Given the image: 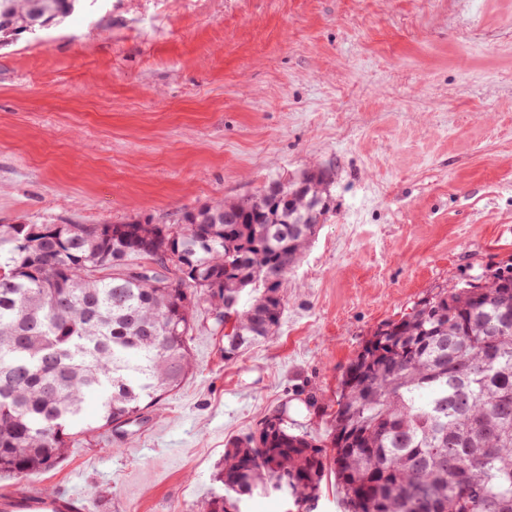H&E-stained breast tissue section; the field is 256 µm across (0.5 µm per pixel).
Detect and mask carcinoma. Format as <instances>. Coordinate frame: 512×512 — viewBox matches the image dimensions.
Here are the masks:
<instances>
[{
    "label": "carcinoma",
    "mask_w": 512,
    "mask_h": 512,
    "mask_svg": "<svg viewBox=\"0 0 512 512\" xmlns=\"http://www.w3.org/2000/svg\"><path fill=\"white\" fill-rule=\"evenodd\" d=\"M77 0H0V44L70 15ZM328 168L259 194L133 221L28 235L0 225V476L66 456L86 398L97 428L126 425L193 372L189 336L204 299L234 315L224 357L273 335L291 271L328 212ZM154 250L164 272L145 269ZM179 264L166 266L164 256ZM376 330L349 365L331 420L348 512H512V274L429 291ZM322 445L280 416L225 448L224 494L200 512H238L255 491L296 508L320 496Z\"/></svg>",
    "instance_id": "cac0c4a2"
}]
</instances>
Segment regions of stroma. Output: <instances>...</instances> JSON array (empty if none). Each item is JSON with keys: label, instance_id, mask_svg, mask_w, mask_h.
I'll list each match as a JSON object with an SVG mask.
<instances>
[{"label": "stroma", "instance_id": "stroma-1", "mask_svg": "<svg viewBox=\"0 0 512 512\" xmlns=\"http://www.w3.org/2000/svg\"><path fill=\"white\" fill-rule=\"evenodd\" d=\"M315 165L329 213L269 340L196 372L122 431L78 435L35 489L89 512H195L230 438L329 404L384 321L512 270V0H80L0 46V224H170Z\"/></svg>", "mask_w": 512, "mask_h": 512}]
</instances>
